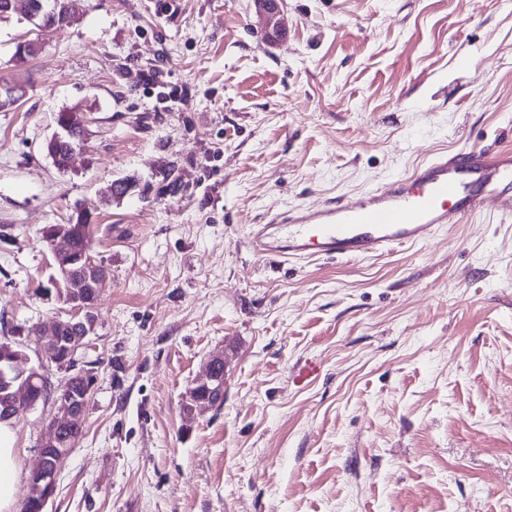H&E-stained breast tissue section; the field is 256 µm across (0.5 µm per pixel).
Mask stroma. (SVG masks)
I'll return each mask as SVG.
<instances>
[{"instance_id":"stroma-1","label":"stroma","mask_w":512,"mask_h":512,"mask_svg":"<svg viewBox=\"0 0 512 512\" xmlns=\"http://www.w3.org/2000/svg\"><path fill=\"white\" fill-rule=\"evenodd\" d=\"M77 0L0 23V342L68 317L42 231L111 273L86 433L48 512H512V183L377 258H257L250 225L355 201L431 156L512 148V0ZM39 39L20 62L17 42ZM87 134L43 149L63 108ZM130 190L116 198L113 181ZM224 354V402L183 395ZM51 401L11 421L17 501ZM254 5L265 21L268 36L284 31L283 0H254ZM57 129L49 139L46 145V150L48 155L53 158V153L55 150H61L58 155L59 158L56 161H53L55 166L60 171H65L67 169V154H68V162L70 161L73 154L81 149V144L74 142L73 138L69 136L67 128H65L61 124H57Z\"/></svg>"}]
</instances>
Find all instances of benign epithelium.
Returning <instances> with one entry per match:
<instances>
[{
    "instance_id": "obj_1",
    "label": "benign epithelium",
    "mask_w": 512,
    "mask_h": 512,
    "mask_svg": "<svg viewBox=\"0 0 512 512\" xmlns=\"http://www.w3.org/2000/svg\"><path fill=\"white\" fill-rule=\"evenodd\" d=\"M257 12L263 17L267 34L284 31L283 0H254ZM63 149L68 156L81 149V144L73 141L67 128L57 125V129L46 145L48 155ZM74 226L56 224L51 226L50 237L46 243L51 250L57 276L50 280L47 294H55L58 301L67 305L71 316L57 318L49 323L42 334L35 339L36 347L41 351L49 366L67 374L64 383L54 391L55 412L51 417L39 448L40 461L28 476V487L32 490L33 512H47V506L53 499L57 480L70 451L80 441L75 437L63 441L57 428L61 425H78L85 419L88 401L95 384L94 372L90 369H76L80 350L89 344V338L95 331L97 322L95 309L109 283L105 268L91 258H84L82 284L77 285L72 276V255L74 253ZM4 367L0 369V414L16 416L23 410H30L39 403L29 392V384L34 380L45 379L43 368L29 365V357L24 351L14 353V358H4ZM224 365V354L209 356L204 374L197 378L185 394V399L195 401L197 406L210 404V399H194L198 390L208 388L215 382L213 369ZM82 389H77V384Z\"/></svg>"
}]
</instances>
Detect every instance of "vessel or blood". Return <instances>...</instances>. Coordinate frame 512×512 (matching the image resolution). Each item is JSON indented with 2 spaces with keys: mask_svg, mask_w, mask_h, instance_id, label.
<instances>
[{
  "mask_svg": "<svg viewBox=\"0 0 512 512\" xmlns=\"http://www.w3.org/2000/svg\"><path fill=\"white\" fill-rule=\"evenodd\" d=\"M512 182V150L464 147L418 166L412 176L390 179L348 204L279 213L252 225L249 244L261 258L357 259L431 239L444 225L482 213Z\"/></svg>",
  "mask_w": 512,
  "mask_h": 512,
  "instance_id": "obj_1",
  "label": "vessel or blood"
}]
</instances>
